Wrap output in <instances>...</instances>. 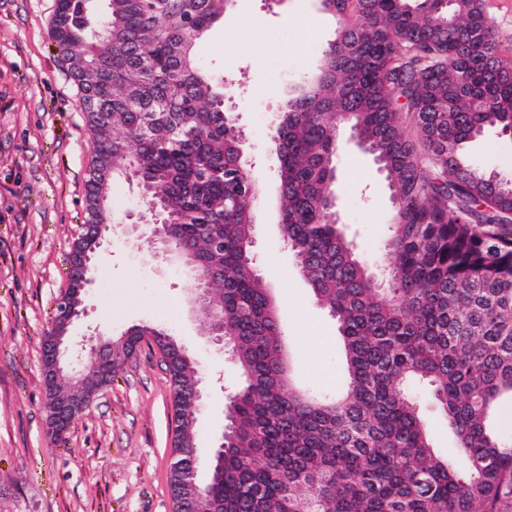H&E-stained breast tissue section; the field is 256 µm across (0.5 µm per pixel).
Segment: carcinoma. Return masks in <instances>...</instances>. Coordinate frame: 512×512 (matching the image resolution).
<instances>
[{
  "instance_id": "obj_1",
  "label": "carcinoma",
  "mask_w": 512,
  "mask_h": 512,
  "mask_svg": "<svg viewBox=\"0 0 512 512\" xmlns=\"http://www.w3.org/2000/svg\"><path fill=\"white\" fill-rule=\"evenodd\" d=\"M335 21L316 74L276 118L280 236L336 320L346 384L304 394L275 303L250 254L254 196L224 112V79L194 48L224 7L214 0H56L50 31L82 91L94 162L132 166L165 191L182 243L224 270V341L242 387L228 408L224 512H512V438L491 417L512 398V180L473 164L467 146L512 131V68L482 0H322ZM412 120L424 136L406 135ZM357 128L391 190L385 289L328 222L345 125ZM169 366L173 507L205 403L178 342ZM112 378L86 372L81 391ZM424 383L460 456L436 453L418 402ZM215 458L193 460L200 489Z\"/></svg>"
}]
</instances>
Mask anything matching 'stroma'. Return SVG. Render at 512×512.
<instances>
[{
  "mask_svg": "<svg viewBox=\"0 0 512 512\" xmlns=\"http://www.w3.org/2000/svg\"><path fill=\"white\" fill-rule=\"evenodd\" d=\"M54 8L55 0H0V512H172V385L154 345L126 359L67 432H48L41 347L68 286L94 158L81 92L50 34ZM334 30L320 0H230L196 44L198 62L224 78L265 189L256 263L277 301L296 380L330 396L345 384L340 335L277 233L272 135L284 89L319 62ZM469 153L512 179L511 139L490 131ZM336 174L341 229L383 274L391 192L345 130ZM93 277L72 341L117 338L137 325L166 329L206 384L196 444L211 447L241 379L189 315L192 280L157 267L118 231L96 253Z\"/></svg>",
  "mask_w": 512,
  "mask_h": 512,
  "instance_id": "stroma-1",
  "label": "stroma"
}]
</instances>
